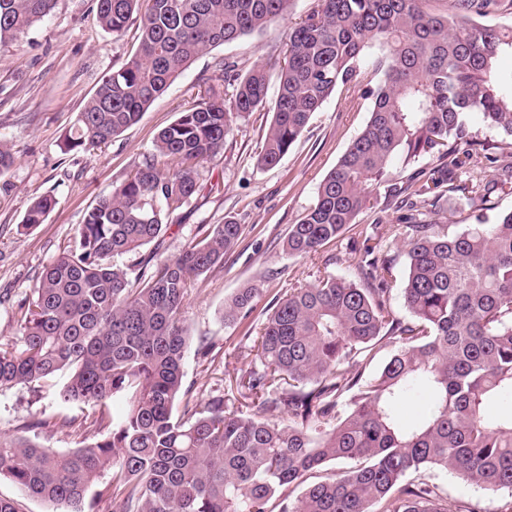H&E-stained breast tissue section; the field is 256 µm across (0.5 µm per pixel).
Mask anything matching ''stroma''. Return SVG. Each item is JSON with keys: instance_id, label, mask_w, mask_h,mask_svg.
<instances>
[{"instance_id": "obj_1", "label": "stroma", "mask_w": 512, "mask_h": 512, "mask_svg": "<svg viewBox=\"0 0 512 512\" xmlns=\"http://www.w3.org/2000/svg\"><path fill=\"white\" fill-rule=\"evenodd\" d=\"M315 5L316 0H295L284 20L199 56L135 125L108 144L77 153L64 150V137L98 81L136 50V28L113 38L99 26L94 0H58L52 15L21 43L0 48V140L9 143L16 157L0 176V293L10 296L9 303L0 305V336L14 334L12 300L31 288L69 245L86 209L136 171L158 132L195 104L201 91L210 86L223 90L215 79L216 62L225 59L277 71L289 28ZM375 79L367 70L357 85L334 91L271 168L258 167L256 156L272 114L265 109L252 113L228 138L223 156L200 167V191L169 214L170 229L162 243L119 257L133 277L148 255L171 259L210 225L227 219L242 224L238 246L221 266L192 283L182 308L181 325L188 338L183 384L198 399L223 394L255 366L254 342L247 331L259 328L263 307L318 277H353L358 259L354 248L364 234L375 233L378 247L395 258V278H403L405 246L395 229L405 210L396 200H377L339 241L315 254L290 257L282 251L290 226L314 205L320 182L364 129L372 100L363 90ZM46 193L56 196V207L44 224L22 229L26 208ZM247 286L260 290L256 308L225 321L227 303ZM203 341L209 345L204 357L196 352ZM63 383L58 377L37 392L24 386L0 390V433L24 435L33 425L45 446L62 452L109 433L112 421L100 419L97 408L63 401ZM431 478L461 512H512L511 489L485 490L442 471L432 472Z\"/></svg>"}]
</instances>
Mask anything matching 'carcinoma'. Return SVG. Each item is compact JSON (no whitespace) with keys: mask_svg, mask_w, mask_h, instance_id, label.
<instances>
[{"mask_svg":"<svg viewBox=\"0 0 512 512\" xmlns=\"http://www.w3.org/2000/svg\"><path fill=\"white\" fill-rule=\"evenodd\" d=\"M56 2L0 0V47L23 39ZM294 2L95 0L99 26L115 38L140 16L139 44L101 79L64 148L111 141L198 56L263 31ZM422 2L318 0L288 32L256 157L260 167L278 164L311 115L371 59L380 81L366 89L369 120L320 182L315 204L290 225L283 251L307 256L339 239L375 188L388 198L408 193L415 201L401 217V288L409 316L388 303L394 258L366 236L357 278H320L267 309L254 339L259 367L236 382L254 412L232 410L222 396L196 402L183 389L188 288L224 263L242 226L214 224L133 279L114 258L158 243L166 215L199 192L198 168L224 153L238 120L266 107L269 71L242 73L224 61L217 80L231 95L209 88L158 133L154 151L85 212L68 249L16 301L15 334L0 336L1 390L64 373L63 400L123 404L112 431L65 453L36 434L0 435V478L51 512H85L90 488L107 474L101 493L112 512H460L423 478L430 470L512 489V413L488 409L512 395V210L492 223L447 226L429 197L446 185L449 203L486 206L512 185V88L497 73L500 57L512 55V26L476 21L501 0H453L446 16ZM475 113L502 143L477 146L468 124ZM427 157L440 160L430 182L388 178L395 161ZM483 162L491 179L461 178ZM55 205L50 195L33 200L21 227L44 223ZM257 296L240 290L224 318L251 312ZM384 344V366L363 377V362ZM419 391L427 410L405 423L397 408ZM342 460L352 465L322 472Z\"/></svg>","mask_w":512,"mask_h":512,"instance_id":"carcinoma-1","label":"carcinoma"}]
</instances>
